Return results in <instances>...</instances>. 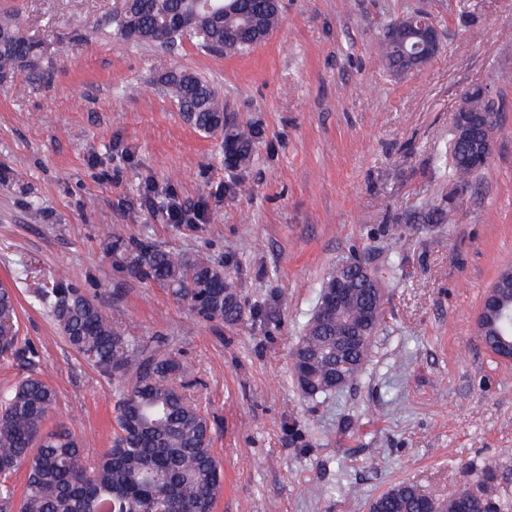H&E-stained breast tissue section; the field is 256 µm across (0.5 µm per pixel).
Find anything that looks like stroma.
I'll use <instances>...</instances> for the list:
<instances>
[{
    "label": "stroma",
    "instance_id": "35a3bbf8",
    "mask_svg": "<svg viewBox=\"0 0 512 512\" xmlns=\"http://www.w3.org/2000/svg\"><path fill=\"white\" fill-rule=\"evenodd\" d=\"M1 6L18 9L56 72L0 87V284L33 353L0 359V392L37 373L57 393L52 424L110 447L111 380L36 300L63 275L112 322L181 350L224 463L215 512H369L401 483L439 500L467 488L512 512V363L474 334L512 264V0H282L281 27L233 58L116 39L115 0ZM413 9L448 47L398 76L381 39ZM176 65L212 82L234 122L263 128L247 172L225 169L223 138L160 92ZM476 85L502 110L487 166L460 186L437 159ZM447 200L452 223H408ZM158 201L199 218L166 223ZM144 238L226 265L250 316L205 320L115 263L113 242ZM345 257L375 273L383 317L360 375L308 398L291 352Z\"/></svg>",
    "mask_w": 512,
    "mask_h": 512
}]
</instances>
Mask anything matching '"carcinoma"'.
Wrapping results in <instances>:
<instances>
[{
    "instance_id": "cac0c4a2",
    "label": "carcinoma",
    "mask_w": 512,
    "mask_h": 512,
    "mask_svg": "<svg viewBox=\"0 0 512 512\" xmlns=\"http://www.w3.org/2000/svg\"><path fill=\"white\" fill-rule=\"evenodd\" d=\"M216 22L199 0H124L112 16L115 35L136 44L175 49L184 41L207 52L242 56L263 42L281 21L270 0H224ZM200 16L191 30L174 19ZM436 25L426 12L403 15L385 31L381 61L407 74L423 26ZM41 43L28 36L17 12L0 8V76L51 74ZM161 82L184 120L206 135H221L234 148V167L247 169L261 140L255 124L239 125L224 113L218 91L195 72L173 67ZM466 132L451 139L449 175L467 182L479 174L472 162L487 131L483 116L498 111L494 98L476 86L469 98ZM452 207L427 210L413 224H446ZM116 261L142 280L167 289L189 311L234 326L246 311L241 291L224 266L201 255L165 250L147 240L117 243ZM69 347L87 364L117 383L112 446L100 457L62 426L50 425L55 389L29 375L0 393V512H213L224 492L222 463L211 448L208 416L190 399L187 367L175 348L163 349L112 323L102 306L66 281L38 296ZM336 320L325 327L311 318L298 344L315 351L314 384L306 396L326 392L336 380ZM22 353L13 294L0 288V357ZM25 470L16 495L10 479ZM375 512H492L483 497L464 488L439 502L411 484H399L373 500Z\"/></svg>"
}]
</instances>
